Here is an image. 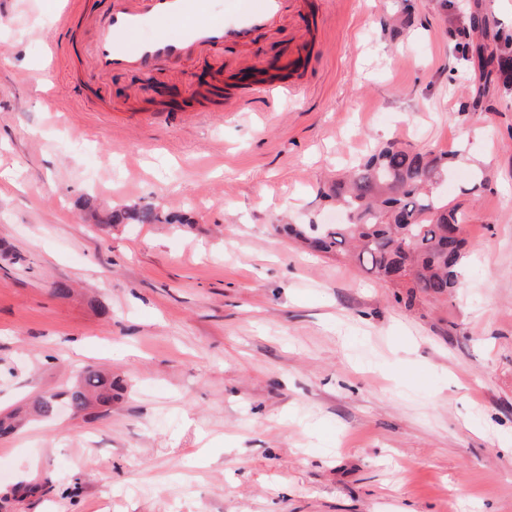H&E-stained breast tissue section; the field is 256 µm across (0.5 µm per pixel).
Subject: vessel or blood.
I'll use <instances>...</instances> for the list:
<instances>
[{"instance_id": "vessel-or-blood-1", "label": "vessel or blood", "mask_w": 512, "mask_h": 512, "mask_svg": "<svg viewBox=\"0 0 512 512\" xmlns=\"http://www.w3.org/2000/svg\"><path fill=\"white\" fill-rule=\"evenodd\" d=\"M302 11L304 0H224L215 15L211 0H105V24L89 54L91 71L149 73L159 64L186 60L199 49L224 43L242 46L268 30L286 8Z\"/></svg>"}]
</instances>
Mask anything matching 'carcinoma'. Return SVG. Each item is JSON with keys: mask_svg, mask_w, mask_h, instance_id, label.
<instances>
[{"mask_svg": "<svg viewBox=\"0 0 512 512\" xmlns=\"http://www.w3.org/2000/svg\"><path fill=\"white\" fill-rule=\"evenodd\" d=\"M477 13L484 23L469 27V33L477 36L475 50L489 52V61L496 62L499 76L490 84H479L472 101L475 108L492 91H512V47L491 35L496 25L491 13L484 9ZM459 158L398 141L377 145L347 176L320 188L323 199L346 212L345 223L288 224L285 233L314 251L351 255L366 273L397 289L396 300L409 310L423 300L445 301L459 287L468 215L460 205L444 200L434 187ZM158 220L155 208L132 207L108 215L103 227ZM112 389V374L88 369L64 394L35 393L27 409L39 417L53 418L64 395L77 414L93 406L111 405Z\"/></svg>", "mask_w": 512, "mask_h": 512, "instance_id": "obj_1", "label": "carcinoma"}]
</instances>
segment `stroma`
Here are the masks:
<instances>
[{
    "instance_id": "1",
    "label": "stroma",
    "mask_w": 512,
    "mask_h": 512,
    "mask_svg": "<svg viewBox=\"0 0 512 512\" xmlns=\"http://www.w3.org/2000/svg\"><path fill=\"white\" fill-rule=\"evenodd\" d=\"M48 2L0 0V410L92 366L115 397L0 437V496L52 479L0 512H512V95L469 108L460 34L478 3L512 33V0H305L261 67L104 81L84 27L49 54ZM276 61L300 96L210 103ZM390 139L464 156L443 304L282 230L339 222L320 183ZM132 206L183 223L90 225Z\"/></svg>"
}]
</instances>
